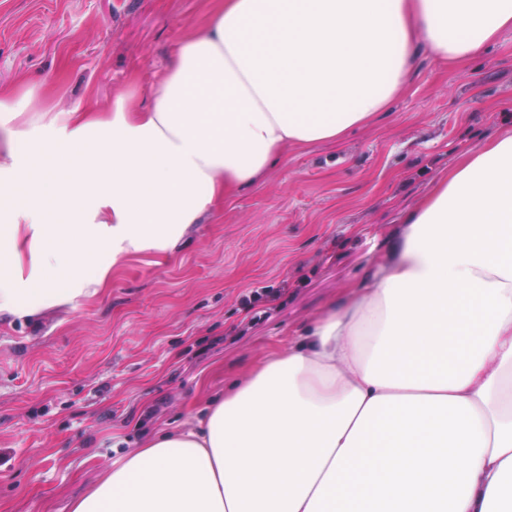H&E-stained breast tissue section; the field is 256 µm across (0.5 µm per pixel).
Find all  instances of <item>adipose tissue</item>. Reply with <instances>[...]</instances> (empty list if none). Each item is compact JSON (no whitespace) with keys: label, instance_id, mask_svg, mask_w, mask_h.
I'll return each mask as SVG.
<instances>
[{"label":"adipose tissue","instance_id":"1","mask_svg":"<svg viewBox=\"0 0 512 512\" xmlns=\"http://www.w3.org/2000/svg\"><path fill=\"white\" fill-rule=\"evenodd\" d=\"M512 29V0H214L153 103L67 111L0 88V317L99 293L177 249L291 148L342 140L443 62ZM54 190L45 193L46 177ZM59 214L58 222L47 219ZM71 512H512V131L458 157L370 278L200 418L113 465Z\"/></svg>","mask_w":512,"mask_h":512}]
</instances>
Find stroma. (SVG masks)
I'll return each mask as SVG.
<instances>
[{
    "label": "stroma",
    "instance_id": "stroma-1",
    "mask_svg": "<svg viewBox=\"0 0 512 512\" xmlns=\"http://www.w3.org/2000/svg\"><path fill=\"white\" fill-rule=\"evenodd\" d=\"M211 0H0V86L56 109L151 89ZM512 128V30L457 67L421 56L403 94L343 140L291 149L167 255L95 297L0 322V512H69L129 451L339 308L401 216L457 157ZM267 287L276 301L249 305Z\"/></svg>",
    "mask_w": 512,
    "mask_h": 512
}]
</instances>
